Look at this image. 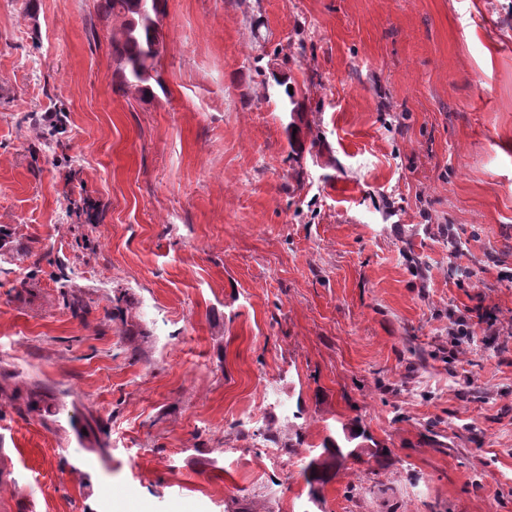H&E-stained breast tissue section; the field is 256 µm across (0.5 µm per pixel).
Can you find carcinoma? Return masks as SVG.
Listing matches in <instances>:
<instances>
[{
  "instance_id": "cac0c4a2",
  "label": "carcinoma",
  "mask_w": 512,
  "mask_h": 512,
  "mask_svg": "<svg viewBox=\"0 0 512 512\" xmlns=\"http://www.w3.org/2000/svg\"><path fill=\"white\" fill-rule=\"evenodd\" d=\"M102 13L113 22L112 56L119 84L141 96H154L153 86H162L158 75L159 57L152 46L162 40L163 0H100ZM323 452L308 465L310 478L325 483L336 473L342 446L332 438L322 443Z\"/></svg>"
}]
</instances>
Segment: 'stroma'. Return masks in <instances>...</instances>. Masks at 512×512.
<instances>
[{"instance_id": "1", "label": "stroma", "mask_w": 512, "mask_h": 512, "mask_svg": "<svg viewBox=\"0 0 512 512\" xmlns=\"http://www.w3.org/2000/svg\"><path fill=\"white\" fill-rule=\"evenodd\" d=\"M98 3L0 0V512H512V0H165L149 99ZM323 452L316 458H313L309 465L308 470L310 478L314 482L325 483L328 481V476L335 474L339 469L336 464L339 457L343 455L342 448L339 442L332 438H327L322 443Z\"/></svg>"}]
</instances>
